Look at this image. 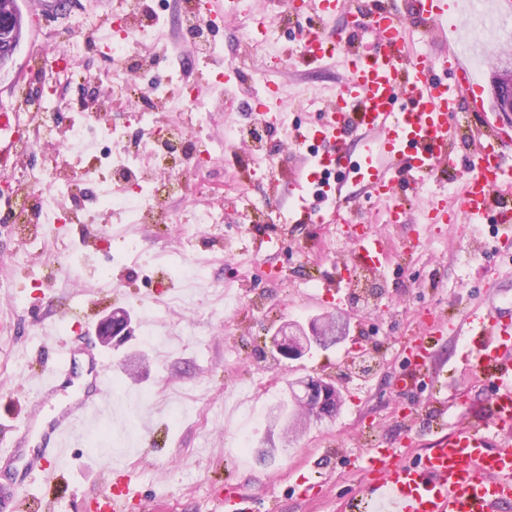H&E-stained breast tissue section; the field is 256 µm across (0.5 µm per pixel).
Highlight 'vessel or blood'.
Listing matches in <instances>:
<instances>
[{
	"label": "vessel or blood",
	"instance_id": "vessel-or-blood-1",
	"mask_svg": "<svg viewBox=\"0 0 512 512\" xmlns=\"http://www.w3.org/2000/svg\"><path fill=\"white\" fill-rule=\"evenodd\" d=\"M460 0H411L414 15L423 22L437 21L448 31L447 55L432 59L406 57L403 28L388 0H373L361 25L379 37L377 47L362 51L356 34L327 29L312 32L304 53L315 60L344 54L348 79L337 91L334 106L318 128L296 133L298 142L326 140L332 152L315 158L312 177L320 207L299 201L298 222L349 223L338 196L346 184L362 183L376 198L387 201L391 224L399 223L406 192H415L434 178L437 170L461 177L463 189L453 202L430 201L422 214L427 224H481L493 220L512 238V172L499 158L512 147V135L500 133L491 122L471 128L474 150L467 164H459L456 146L462 133L453 118L460 107L485 112L486 103L470 77L458 49L460 25L448 18L461 10ZM448 74L440 80L438 71ZM360 145L359 154L347 149L348 140ZM354 263L377 269L384 248L371 225L356 229ZM349 269L334 283L303 293L302 304L340 306L347 302ZM443 322L430 318L421 337L408 347V372L400 385L426 384L431 367L430 338L442 335ZM463 338L461 360L466 368L485 377L493 390L491 415L497 429L512 428V309L490 305L479 330L457 325ZM69 401L49 420H42L45 403L61 392ZM112 411L111 371L101 355L88 354L78 363L68 344H61L52 364L37 379L27 415V427L17 429L12 453L20 481L37 475L53 478L66 468L65 450ZM366 481L361 499L374 512H494L512 502V443L494 440L480 426L438 439L414 462H401L391 444L377 442L355 459ZM129 481L117 482L110 492L96 497L93 512H128Z\"/></svg>",
	"mask_w": 512,
	"mask_h": 512
}]
</instances>
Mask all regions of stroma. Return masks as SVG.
I'll use <instances>...</instances> for the list:
<instances>
[{
	"mask_svg": "<svg viewBox=\"0 0 512 512\" xmlns=\"http://www.w3.org/2000/svg\"><path fill=\"white\" fill-rule=\"evenodd\" d=\"M400 17L408 55L436 57L448 42L438 22L423 23L408 11V0H389ZM53 0L30 6L26 33L10 71L0 73V113L11 111L19 89L44 101L64 95L77 101L64 122L95 118L108 107V119L137 128L133 107L112 109L107 73L111 57L97 37H111L117 0H70L66 14ZM301 0H213L219 26V63L195 55L188 34L174 17L183 0H167L157 27V41L136 48L138 55L182 69L188 84L224 96L223 111L196 130L204 145L223 139L227 125L262 120L269 127L266 150L278 170L257 169L250 148L225 146L222 159L196 170L188 196H163L169 211L183 206L220 205L224 222L200 231L191 224H119L95 206V184L85 183L67 200L80 209L84 225L55 226L39 239L38 250L20 254L13 224L0 223V423L26 420V400L59 340L81 344L95 340L97 322L125 310L131 320L124 340L101 345L112 370V416L96 432L71 448L62 478H35L17 491L15 512L31 501L45 512H85L86 502L103 493L111 474L106 467L115 450H123L124 473L132 477L135 500L130 512H219L217 503L231 491L259 501L276 498L281 512H344L362 483L348 461L379 439L391 442L400 460L420 456L435 439L433 423L417 405L429 393L396 389L406 366L401 350L418 336L426 313L453 322L482 318L493 300L512 304V244L501 242L497 225L426 224L422 210L430 196L453 199L461 184L447 175L431 179L428 191L410 195L400 223L380 220L383 203L361 187L342 193L343 206L357 221L375 225L385 251V266L374 271L379 306L365 312L345 305L348 334L343 342L317 349L295 361L269 349V338L291 321L307 323L322 308L300 302L306 284L321 287L337 270L351 264L355 246L348 229L332 224H299L287 215L302 195H312L306 181L291 177L308 151L325 154L330 144L297 146L292 130L317 125L318 106L331 100L348 72L343 58H301L300 28L320 20L327 29L350 32L353 14L366 13L369 0H339L328 18L299 12ZM280 19L278 57L244 54L245 35L260 37V19ZM78 54L80 65L70 81L58 83L57 67L47 62L32 71L29 62L45 39ZM278 88L284 107L298 115L281 124L278 110L261 114L252 107L267 86ZM92 149L67 150L64 143L42 142L34 164L49 171L73 164L89 167ZM253 210H243L239 195ZM143 240L146 252L126 255L129 238ZM470 261H463V253ZM197 262L205 267V287L190 288L169 272L171 263ZM377 334L382 348L364 370L365 392L346 384L336 366L344 352L355 350L361 336ZM461 341L454 333L436 337L431 354L437 371L433 388H448L459 403L448 409V429L473 425L474 409H487L489 394L464 370ZM319 378L335 384L341 404L333 419L311 422L293 440H284L270 414L290 403L288 381ZM140 401L143 415L157 428L141 437V421L128 419L129 402ZM248 428L252 446H234L240 428ZM317 486L303 494L301 483Z\"/></svg>",
	"mask_w": 512,
	"mask_h": 512,
	"instance_id": "35a3bbf8",
	"label": "stroma"
}]
</instances>
